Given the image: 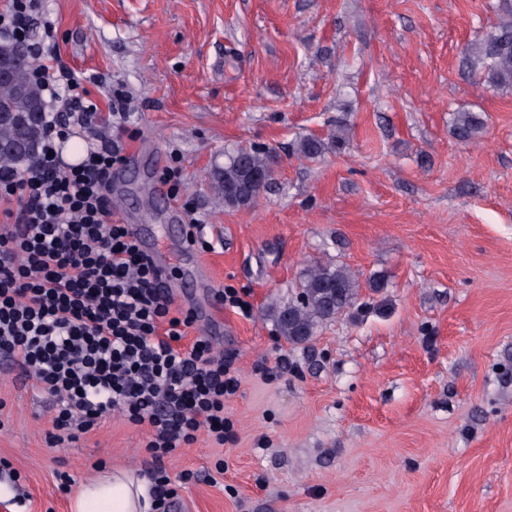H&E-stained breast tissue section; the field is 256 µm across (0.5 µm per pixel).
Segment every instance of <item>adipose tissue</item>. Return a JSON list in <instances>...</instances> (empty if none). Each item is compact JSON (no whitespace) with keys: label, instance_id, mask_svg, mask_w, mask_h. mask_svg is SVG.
Instances as JSON below:
<instances>
[{"label":"adipose tissue","instance_id":"adipose-tissue-1","mask_svg":"<svg viewBox=\"0 0 512 512\" xmlns=\"http://www.w3.org/2000/svg\"><path fill=\"white\" fill-rule=\"evenodd\" d=\"M146 482L134 473L103 474L79 484L71 512H147Z\"/></svg>","mask_w":512,"mask_h":512}]
</instances>
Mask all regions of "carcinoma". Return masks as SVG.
I'll return each mask as SVG.
<instances>
[{
  "label": "carcinoma",
  "instance_id": "carcinoma-1",
  "mask_svg": "<svg viewBox=\"0 0 512 512\" xmlns=\"http://www.w3.org/2000/svg\"><path fill=\"white\" fill-rule=\"evenodd\" d=\"M503 17L494 30L469 43L467 63L483 83L512 87V4L504 0ZM34 60L15 69L7 82H0V163L19 165L33 158L43 134L42 90L31 80ZM451 126L458 141L469 143L486 127L483 112L452 113ZM348 142L347 129L336 128L329 137H305L294 145L299 158L314 159ZM272 164L269 152L258 148H238L227 154L224 166L215 169L213 183L228 207L247 206L257 199L260 187H246V171H266ZM360 283L342 264H316L299 283L296 296L274 312L277 329L288 343L302 345L315 336L318 326L348 313L356 306Z\"/></svg>",
  "mask_w": 512,
  "mask_h": 512
}]
</instances>
